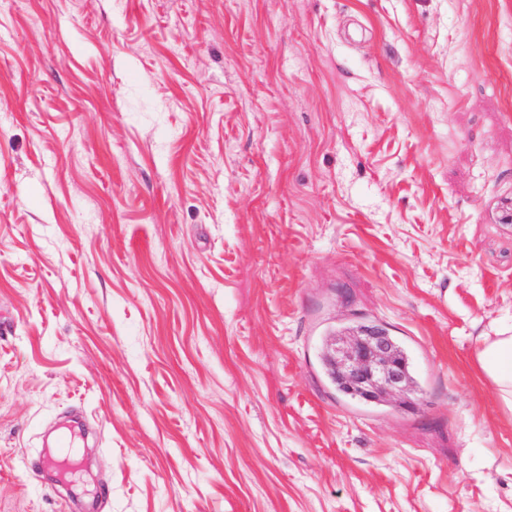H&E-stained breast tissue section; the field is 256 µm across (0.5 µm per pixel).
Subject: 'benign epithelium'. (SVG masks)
Masks as SVG:
<instances>
[{
  "mask_svg": "<svg viewBox=\"0 0 512 512\" xmlns=\"http://www.w3.org/2000/svg\"><path fill=\"white\" fill-rule=\"evenodd\" d=\"M327 351L340 377L363 400H397L411 392L408 361L378 327L335 339Z\"/></svg>",
  "mask_w": 512,
  "mask_h": 512,
  "instance_id": "7a95c632",
  "label": "benign epithelium"
}]
</instances>
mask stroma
Listing matches in <instances>:
<instances>
[{"label": "stroma", "mask_w": 512, "mask_h": 512, "mask_svg": "<svg viewBox=\"0 0 512 512\" xmlns=\"http://www.w3.org/2000/svg\"><path fill=\"white\" fill-rule=\"evenodd\" d=\"M510 328L512 0H0V512H512ZM396 349L395 340L378 327L327 345L346 385L360 399L371 402L397 400L411 392L408 361ZM500 334L502 336L483 340L477 360L504 405L512 410V334L509 330ZM51 448L54 449L46 451L40 458V469H59L69 472L80 456L75 436L66 430H60L56 434Z\"/></svg>", "instance_id": "1"}]
</instances>
